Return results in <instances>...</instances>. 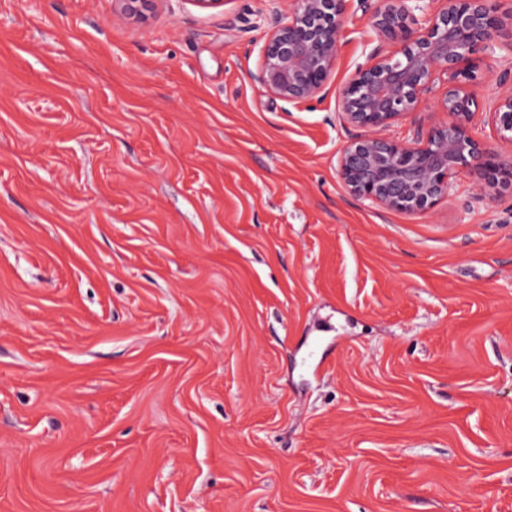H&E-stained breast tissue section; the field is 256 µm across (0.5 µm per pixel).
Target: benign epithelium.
Instances as JSON below:
<instances>
[{"label": "benign epithelium", "instance_id": "benign-epithelium-1", "mask_svg": "<svg viewBox=\"0 0 512 512\" xmlns=\"http://www.w3.org/2000/svg\"><path fill=\"white\" fill-rule=\"evenodd\" d=\"M116 2L122 16L144 19L156 0ZM292 2L288 14L275 13L259 49L260 64L249 78L258 89L289 102L313 100L323 96L336 67L347 0ZM440 2L441 8L430 13L423 0H380L367 23L397 50L382 56L374 49L339 91L336 112L359 130L341 149L344 189L382 208L428 211L463 173L478 175L488 193L512 187V162H503L472 134L478 100L466 88L505 28L512 29V10L501 11V0ZM440 72L448 80L439 99L447 120L418 131L411 141L378 135L417 111L433 94ZM498 86L490 116L505 136L512 134L511 66L500 74Z\"/></svg>", "mask_w": 512, "mask_h": 512}]
</instances>
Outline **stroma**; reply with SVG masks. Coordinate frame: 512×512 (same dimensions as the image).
I'll list each match as a JSON object with an SVG mask.
<instances>
[{"mask_svg": "<svg viewBox=\"0 0 512 512\" xmlns=\"http://www.w3.org/2000/svg\"><path fill=\"white\" fill-rule=\"evenodd\" d=\"M376 4L291 103L287 0H0V512H512V193H345Z\"/></svg>", "mask_w": 512, "mask_h": 512, "instance_id": "obj_1", "label": "stroma"}]
</instances>
